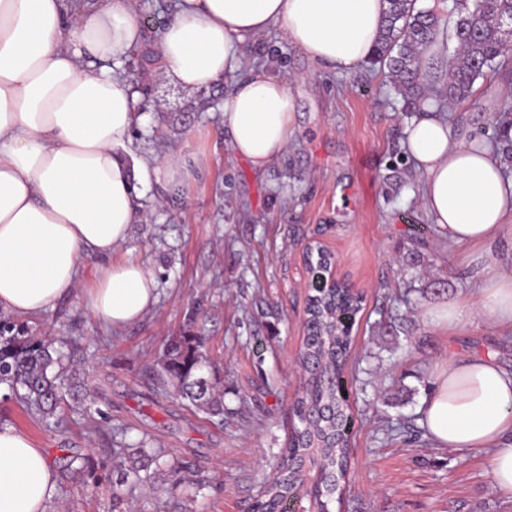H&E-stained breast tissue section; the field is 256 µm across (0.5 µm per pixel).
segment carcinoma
Wrapping results in <instances>:
<instances>
[{
  "label": "carcinoma",
  "mask_w": 512,
  "mask_h": 512,
  "mask_svg": "<svg viewBox=\"0 0 512 512\" xmlns=\"http://www.w3.org/2000/svg\"><path fill=\"white\" fill-rule=\"evenodd\" d=\"M445 13L417 7V0H388L389 8L373 64L388 69L391 88L409 112L427 97L439 104H460L474 94V85L496 71L509 43L504 23L512 21V0H447ZM456 46L435 63L440 76L435 84L421 81L422 55L439 33ZM496 145L506 163H512V104L492 115L489 131H480L477 145ZM323 269L309 266L312 294L306 316L311 324L297 363L304 376L294 401L299 425L292 429L288 447L281 450L277 479L260 485L255 512H289L288 498L304 493L308 463L320 465L321 487L309 504L316 512H332L336 483L346 474L349 436L346 425L351 407L339 391L353 338L349 326L361 308L359 297L341 286H321ZM207 359L198 336H177L165 345L161 370L154 385L176 382L178 393L192 404L224 420V404L201 374ZM73 363L63 347L33 335L27 324L0 317V384L18 396L26 411L46 427H59L57 409L65 396L86 400L80 383L62 387Z\"/></svg>",
  "instance_id": "1"
}]
</instances>
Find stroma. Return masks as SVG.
Returning <instances> with one entry per match:
<instances>
[{
    "mask_svg": "<svg viewBox=\"0 0 512 512\" xmlns=\"http://www.w3.org/2000/svg\"><path fill=\"white\" fill-rule=\"evenodd\" d=\"M247 53L273 75H292L295 133L266 171L254 172L224 146L222 82L199 96L164 77L156 63L124 62L149 88L133 132L135 155L180 152L202 167L177 188L154 176L138 191L146 210L113 262L133 259L157 281L158 301L141 320L105 328L72 295L30 319L34 335L79 347L85 408L63 405V425L46 428L0 389V424L26 431L55 468L52 512H113L112 485L132 461L123 446L146 441L135 512H250L261 481L278 463L295 422L310 290L304 246L321 241L336 257V278L362 296L349 374L355 425L344 490L333 512H512L491 479L486 452L409 442L385 421H418L435 367L458 352L490 353L512 365V334L479 316L447 335L425 326L427 306L475 293L471 255L442 243L421 205L412 167L386 184L392 153L412 115L363 62L337 73L314 65L279 28ZM501 76L477 81L475 104L448 114L475 134L488 114L512 103V50ZM207 106H200V99ZM202 337L224 400V423L182 400L175 385L148 379L166 342ZM118 447L107 455L109 447Z\"/></svg>",
    "mask_w": 512,
    "mask_h": 512,
    "instance_id": "stroma-1",
    "label": "stroma"
}]
</instances>
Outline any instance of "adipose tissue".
<instances>
[{
  "instance_id": "adipose-tissue-1",
  "label": "adipose tissue",
  "mask_w": 512,
  "mask_h": 512,
  "mask_svg": "<svg viewBox=\"0 0 512 512\" xmlns=\"http://www.w3.org/2000/svg\"><path fill=\"white\" fill-rule=\"evenodd\" d=\"M387 10V0H175L154 51L183 88L230 80L224 133L262 172L293 134L295 99L288 79L249 68L246 45L277 26L316 66L343 73L372 56ZM142 39L137 0H0V312L54 309L91 257L102 264L83 300L99 321L121 328L155 306L154 275L110 261L144 215L138 176L173 185L190 173L180 153L128 158L140 95L121 62ZM403 135L426 216L480 265L475 299L425 309V324L452 335L470 311L512 330V275L498 248L512 241V174L435 100ZM420 423L438 447L488 450L491 478L512 498V369L489 354L448 358ZM58 494L43 450L0 425V512H48Z\"/></svg>"
}]
</instances>
